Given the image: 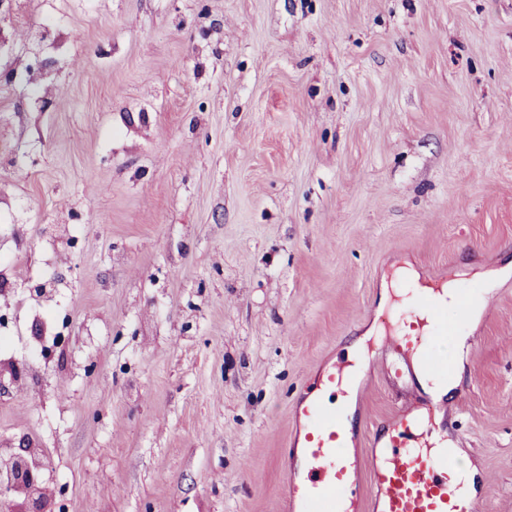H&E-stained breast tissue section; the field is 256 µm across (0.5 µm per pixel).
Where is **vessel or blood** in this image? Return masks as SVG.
<instances>
[{
  "label": "vessel or blood",
  "mask_w": 512,
  "mask_h": 512,
  "mask_svg": "<svg viewBox=\"0 0 512 512\" xmlns=\"http://www.w3.org/2000/svg\"><path fill=\"white\" fill-rule=\"evenodd\" d=\"M472 294L470 285H462L459 304L451 313L421 299L417 309H425L426 317H418L417 310L402 314L403 328L392 336L395 350L404 354L455 332L465 321ZM295 414L303 423L304 440L292 443L290 450L302 453L306 466L290 475L291 512H352L351 465L344 455L347 436L335 407L304 395ZM457 471L454 456L434 453L425 434L413 433L407 421L398 420L379 462L371 467L369 492L375 512H482L480 499L458 494Z\"/></svg>",
  "instance_id": "vessel-or-blood-1"
}]
</instances>
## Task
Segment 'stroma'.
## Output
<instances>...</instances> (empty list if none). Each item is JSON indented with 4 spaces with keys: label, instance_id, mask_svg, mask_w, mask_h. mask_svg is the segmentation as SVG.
<instances>
[{
    "label": "stroma",
    "instance_id": "35a3bbf8",
    "mask_svg": "<svg viewBox=\"0 0 512 512\" xmlns=\"http://www.w3.org/2000/svg\"><path fill=\"white\" fill-rule=\"evenodd\" d=\"M0 279L46 372L0 394L65 512H281L300 392L396 269L512 262V0H12L0 11ZM433 414L512 512V274ZM400 365L402 377L390 375ZM430 396L370 345L350 451Z\"/></svg>",
    "mask_w": 512,
    "mask_h": 512
}]
</instances>
